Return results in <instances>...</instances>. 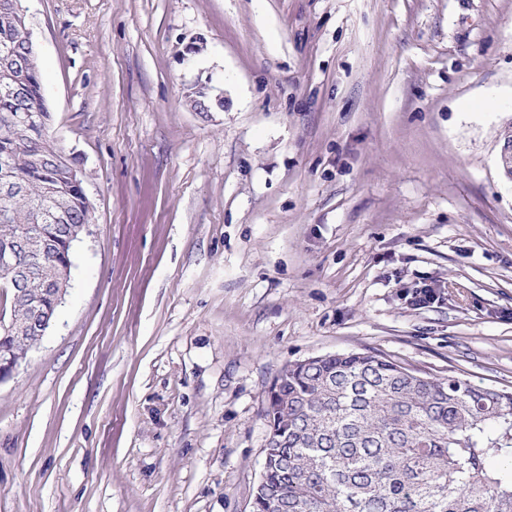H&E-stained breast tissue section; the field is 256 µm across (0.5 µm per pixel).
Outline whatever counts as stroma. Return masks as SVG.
<instances>
[{"mask_svg":"<svg viewBox=\"0 0 512 512\" xmlns=\"http://www.w3.org/2000/svg\"><path fill=\"white\" fill-rule=\"evenodd\" d=\"M24 5L92 224L0 382V512H250L309 357L512 389V0Z\"/></svg>","mask_w":512,"mask_h":512,"instance_id":"1","label":"stroma"}]
</instances>
